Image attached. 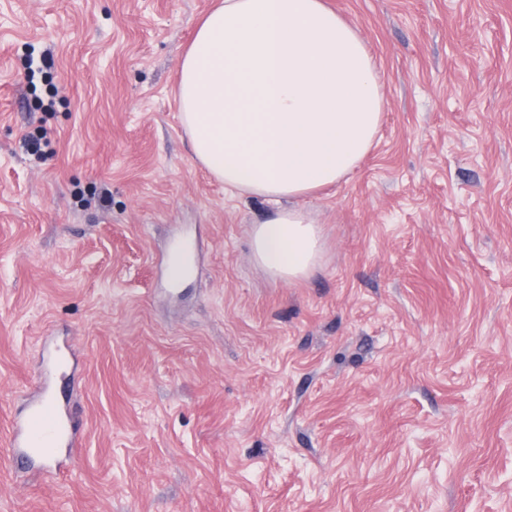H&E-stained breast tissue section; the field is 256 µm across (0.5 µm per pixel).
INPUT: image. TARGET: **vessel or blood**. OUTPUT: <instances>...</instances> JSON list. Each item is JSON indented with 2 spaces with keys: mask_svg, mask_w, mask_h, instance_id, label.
<instances>
[{
  "mask_svg": "<svg viewBox=\"0 0 512 512\" xmlns=\"http://www.w3.org/2000/svg\"><path fill=\"white\" fill-rule=\"evenodd\" d=\"M66 364L65 350H57L48 373L40 377V397L32 401L28 413L16 423L13 437L0 441V446L23 449L26 457L38 459L43 471L53 477L66 473L73 465V450L80 433L67 390L50 384L51 379L61 378Z\"/></svg>",
  "mask_w": 512,
  "mask_h": 512,
  "instance_id": "1",
  "label": "vessel or blood"
}]
</instances>
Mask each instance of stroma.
<instances>
[{"mask_svg": "<svg viewBox=\"0 0 512 512\" xmlns=\"http://www.w3.org/2000/svg\"><path fill=\"white\" fill-rule=\"evenodd\" d=\"M328 3L385 109L288 284L179 119L212 0H0V437L54 336L83 428L0 512H512V0Z\"/></svg>", "mask_w": 512, "mask_h": 512, "instance_id": "obj_1", "label": "stroma"}]
</instances>
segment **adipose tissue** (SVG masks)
I'll return each instance as SVG.
<instances>
[{
  "label": "adipose tissue",
  "mask_w": 512,
  "mask_h": 512,
  "mask_svg": "<svg viewBox=\"0 0 512 512\" xmlns=\"http://www.w3.org/2000/svg\"><path fill=\"white\" fill-rule=\"evenodd\" d=\"M176 97L194 159L225 190L294 202L255 225L256 263L288 283L309 277L322 232L296 202L358 167L384 111L357 31L325 0H213Z\"/></svg>",
  "instance_id": "ef3b65f1"
}]
</instances>
